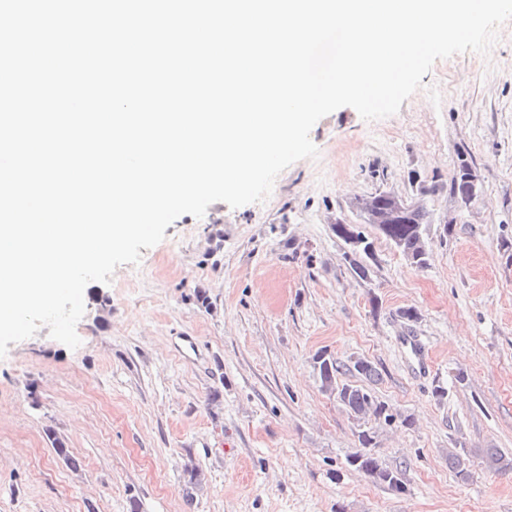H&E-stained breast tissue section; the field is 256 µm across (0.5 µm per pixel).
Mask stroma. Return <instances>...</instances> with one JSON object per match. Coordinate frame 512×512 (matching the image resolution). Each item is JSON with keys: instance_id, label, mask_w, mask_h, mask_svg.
Returning <instances> with one entry per match:
<instances>
[{"instance_id": "obj_1", "label": "stroma", "mask_w": 512, "mask_h": 512, "mask_svg": "<svg viewBox=\"0 0 512 512\" xmlns=\"http://www.w3.org/2000/svg\"><path fill=\"white\" fill-rule=\"evenodd\" d=\"M310 138L317 158L265 201L183 215L139 264L89 283L77 349L45 327L10 344L0 512H512V469L483 456L512 459V20L489 55L437 60L395 115L345 106ZM463 162L481 185L466 205L451 191ZM382 191L424 203L430 255L419 268L374 237L363 279L332 221L361 223L356 197ZM408 335L431 348L420 379ZM323 350L373 362L376 396L411 418L377 430L405 491L348 465L359 427L321 387Z\"/></svg>"}]
</instances>
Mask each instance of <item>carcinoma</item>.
Instances as JSON below:
<instances>
[{"label":"carcinoma","mask_w":512,"mask_h":512,"mask_svg":"<svg viewBox=\"0 0 512 512\" xmlns=\"http://www.w3.org/2000/svg\"><path fill=\"white\" fill-rule=\"evenodd\" d=\"M381 234L403 255L414 258V264L423 267L428 260V247L421 241L412 224H387L379 229ZM318 375L322 387L336 392L342 397L345 407L358 421L367 423L374 421L394 420L403 425L410 424V419L394 412L387 403L379 400L368 384L379 378V371L370 361L357 359L351 365L338 362L328 356L317 363ZM359 379L357 383L346 382L340 379L345 374ZM360 450L350 455L348 464L365 473L374 481L385 484L391 488L403 489V473L382 465L374 451L376 448V431L368 427L362 429L357 435Z\"/></svg>","instance_id":"obj_1"}]
</instances>
